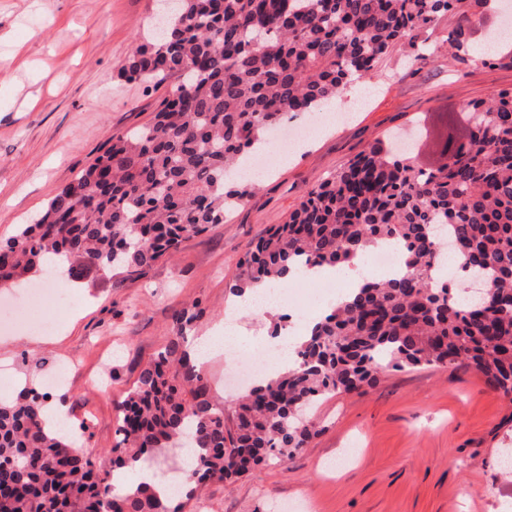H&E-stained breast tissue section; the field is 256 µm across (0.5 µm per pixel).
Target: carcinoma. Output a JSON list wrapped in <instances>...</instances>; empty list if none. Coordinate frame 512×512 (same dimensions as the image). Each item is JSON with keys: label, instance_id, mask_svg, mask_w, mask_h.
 Listing matches in <instances>:
<instances>
[{"label": "carcinoma", "instance_id": "cac0c4a2", "mask_svg": "<svg viewBox=\"0 0 512 512\" xmlns=\"http://www.w3.org/2000/svg\"><path fill=\"white\" fill-rule=\"evenodd\" d=\"M485 0H176L165 29L136 46L121 67L127 81L177 80L145 124L112 144L60 189L32 224L0 243V288L67 267L74 276H141L182 239L224 223L253 184L228 173L257 153L288 115L314 112L378 62L421 42L454 15L448 46L467 45ZM465 141L433 168L375 141L312 189L247 250L230 291L279 282L313 259L336 267L379 241L403 248L407 273L371 279L337 303L299 342V364L255 384L227 410L187 353L183 328L198 306L172 315L176 336L115 403L116 443L97 456L71 434L48 430L46 397L25 386L0 402V512H184L200 488L284 460L315 435L305 418L336 392L376 384L377 368L469 367L512 402V92L470 108ZM451 241L463 273L482 282L478 303L432 269ZM199 448L181 480L185 500L147 485L118 489L112 472L134 470L165 448Z\"/></svg>", "mask_w": 512, "mask_h": 512}]
</instances>
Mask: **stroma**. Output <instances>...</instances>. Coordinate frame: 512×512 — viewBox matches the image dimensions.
<instances>
[{
	"label": "stroma",
	"instance_id": "stroma-1",
	"mask_svg": "<svg viewBox=\"0 0 512 512\" xmlns=\"http://www.w3.org/2000/svg\"><path fill=\"white\" fill-rule=\"evenodd\" d=\"M156 0H0V241L15 236L61 187L103 153L113 135L148 122L168 86L126 81L120 68L146 41ZM500 15L483 10L468 34L469 53L449 56L456 26L443 16L427 32L437 55L414 59L404 48L383 57L354 107L346 89L333 111L344 124L317 132L284 157L267 160V176L227 220L183 239L142 277L58 275L55 302L41 315L52 335L32 326L0 333V362L29 376L27 358L79 364L66 386L69 426L82 428L89 454L111 447L113 407L141 368L173 336L174 310L200 302L189 338L224 321L229 290L248 246L256 244L337 168L394 131L421 125L417 163L440 160L438 133L463 131L471 102L512 89V59L482 63L474 50L498 32ZM111 351L109 393L92 384L102 351ZM512 402L471 369L380 368L376 386L328 395L311 412L317 433L285 461L235 481L208 486V512H282L303 501L311 512H503L512 504Z\"/></svg>",
	"mask_w": 512,
	"mask_h": 512
}]
</instances>
